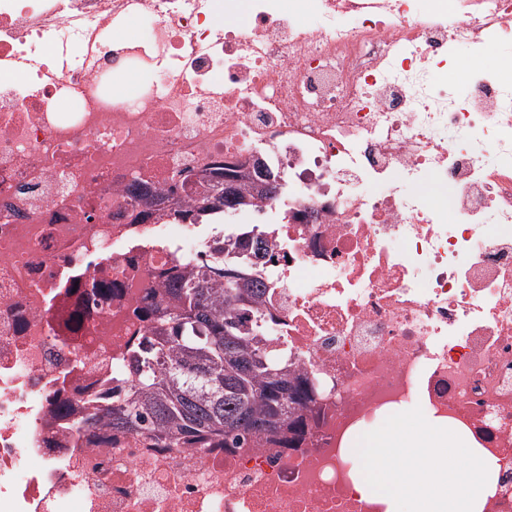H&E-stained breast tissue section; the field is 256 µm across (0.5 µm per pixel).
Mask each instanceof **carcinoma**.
<instances>
[{"instance_id":"cac0c4a2","label":"carcinoma","mask_w":512,"mask_h":512,"mask_svg":"<svg viewBox=\"0 0 512 512\" xmlns=\"http://www.w3.org/2000/svg\"><path fill=\"white\" fill-rule=\"evenodd\" d=\"M231 180L238 185L230 204L224 187ZM281 189L260 165L251 178L226 162L198 181L191 207H164L162 217L168 224H208L272 201ZM214 250L224 259L166 272L164 293L150 296L141 313L152 335L131 351L135 384L113 390L109 402L75 421L79 429L106 424L155 448H247L260 436L292 447L306 427L299 410L313 395L246 320L263 316L267 303L255 261L276 255L260 234L226 235Z\"/></svg>"}]
</instances>
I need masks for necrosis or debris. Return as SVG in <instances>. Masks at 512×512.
I'll use <instances>...</instances> for the list:
<instances>
[{
	"label": "necrosis or debris",
	"instance_id": "4bbe7bcc",
	"mask_svg": "<svg viewBox=\"0 0 512 512\" xmlns=\"http://www.w3.org/2000/svg\"><path fill=\"white\" fill-rule=\"evenodd\" d=\"M215 2L0 0V73H23L0 80V512H383L348 443L417 406L492 460L481 512H512V82L481 63L512 0H249L230 27ZM128 18L146 32L116 47ZM131 69L163 78L114 93ZM254 153L290 180L259 332L314 389L305 433H76L56 399L130 386L137 310L213 244L140 221L143 188Z\"/></svg>",
	"mask_w": 512,
	"mask_h": 512
}]
</instances>
